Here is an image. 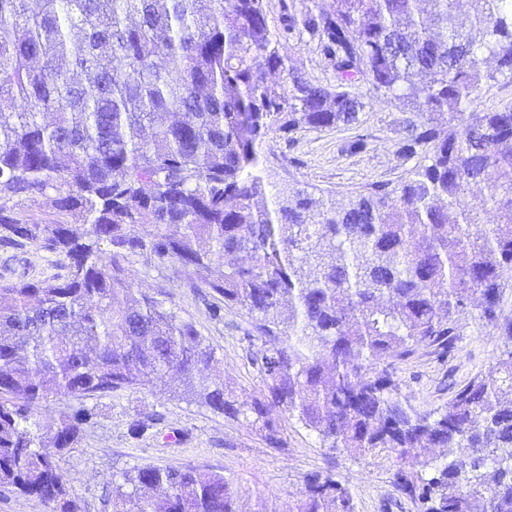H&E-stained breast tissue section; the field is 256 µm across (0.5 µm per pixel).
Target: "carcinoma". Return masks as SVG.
Instances as JSON below:
<instances>
[{
	"label": "carcinoma",
	"instance_id": "1",
	"mask_svg": "<svg viewBox=\"0 0 512 512\" xmlns=\"http://www.w3.org/2000/svg\"><path fill=\"white\" fill-rule=\"evenodd\" d=\"M428 4L331 0L273 32L264 0H0V248L35 244L59 269L0 282V485L78 512L58 455L96 413L62 415L49 452L32 411L164 392L174 377L172 395L272 444L278 409L331 451L391 461L422 512H512V320L498 322L512 291V107L470 111L485 80H512V0H475L464 17L456 0ZM303 34L346 88L288 67L281 43ZM365 72L375 92L426 107L399 153L428 163L343 205L305 191L268 205L256 144L353 123ZM24 203L46 218H20ZM144 255L183 268L212 319L226 306L255 318L268 396L241 404L210 376L194 324L128 279ZM473 303L504 350L421 413L393 366L420 348L453 357ZM112 494L117 512H268L191 465L125 471ZM355 509L346 482L320 472L288 506Z\"/></svg>",
	"mask_w": 512,
	"mask_h": 512
}]
</instances>
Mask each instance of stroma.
Instances as JSON below:
<instances>
[{"label":"stroma","instance_id":"stroma-1","mask_svg":"<svg viewBox=\"0 0 512 512\" xmlns=\"http://www.w3.org/2000/svg\"><path fill=\"white\" fill-rule=\"evenodd\" d=\"M280 52L311 82L336 85L333 63L309 39L283 43ZM354 85L364 94L356 124L302 132L291 143L272 134L259 145L270 191H307L341 203L379 186L394 188L424 164L423 156L406 158L398 153L406 121L414 117V110L399 100L371 92L365 75H357ZM360 138L365 148L355 147V140ZM127 268L139 287L172 289L174 310L191 321L212 348L215 372L231 382L239 401L249 403L264 394L263 379L249 361L250 353L262 346L260 339L251 336L250 315L228 307L223 320H213L185 286V273L144 256L131 257ZM55 271L53 256L35 247L0 249V277L14 279L23 274L42 279ZM462 322L464 334L448 363H440L429 350L421 349L398 365L401 392L418 411L446 403L451 396L449 383H463L478 371L487 370L503 348L496 326L480 324L473 313L465 315ZM86 405L97 409V423L60 459L68 494L79 503L81 512H113L114 473L143 466L187 464L224 473L234 481L242 499H264L276 512H285L302 490L305 478L316 472L347 480L357 512H418L394 486L389 462L329 451L315 433L284 413L279 416L283 445L273 448L263 433L245 422L169 394L121 391L87 400ZM137 421L148 425L140 437L130 433Z\"/></svg>","mask_w":512,"mask_h":512}]
</instances>
